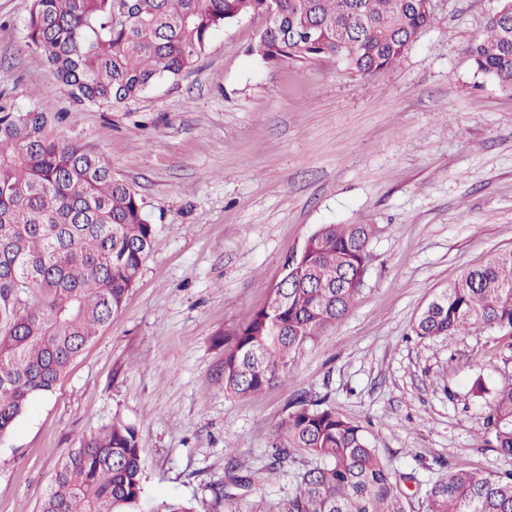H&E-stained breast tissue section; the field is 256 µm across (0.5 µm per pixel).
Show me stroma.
<instances>
[{
  "label": "stroma",
  "mask_w": 512,
  "mask_h": 512,
  "mask_svg": "<svg viewBox=\"0 0 512 512\" xmlns=\"http://www.w3.org/2000/svg\"><path fill=\"white\" fill-rule=\"evenodd\" d=\"M434 21L399 65L364 77L331 60L272 66L253 53L265 18L217 31L196 66L118 107L74 105L24 46L31 0H0V92L59 112L131 184L154 241L123 311L0 438V512H39L80 437L137 426L147 503L284 512L311 459L216 498L230 460L261 471L291 400L327 396L391 471L426 485L512 458L486 445L490 388L512 344L486 330L421 338L415 322L467 268L512 249V94L467 54L499 0H432ZM323 224L377 232L348 313L292 359L287 383L224 392V336L262 308L290 256Z\"/></svg>",
  "instance_id": "1"
}]
</instances>
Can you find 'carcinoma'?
I'll return each instance as SVG.
<instances>
[{"mask_svg": "<svg viewBox=\"0 0 512 512\" xmlns=\"http://www.w3.org/2000/svg\"><path fill=\"white\" fill-rule=\"evenodd\" d=\"M424 0H32L25 47L39 52L79 104L116 106L193 68L213 34L247 16L266 27L254 51L267 63L333 58L369 76L394 67L432 22ZM475 72L512 92V9L492 14L468 49ZM60 115L0 104V437L31 400L122 311L153 241L137 191L76 139ZM373 224H323L288 268V282L224 339V391L234 397L291 379L292 354L350 309ZM512 338V249L469 268L420 314L415 333L449 340L472 330ZM485 442L512 457V376L490 390ZM304 452L286 512H409L406 493L361 426L326 400L299 395L272 433L277 474ZM230 462L225 476L250 486ZM146 476L135 425L118 417L60 461L39 512H144ZM422 512H512V472L448 468ZM149 512H194L187 501Z\"/></svg>", "mask_w": 512, "mask_h": 512, "instance_id": "obj_1", "label": "carcinoma"}]
</instances>
